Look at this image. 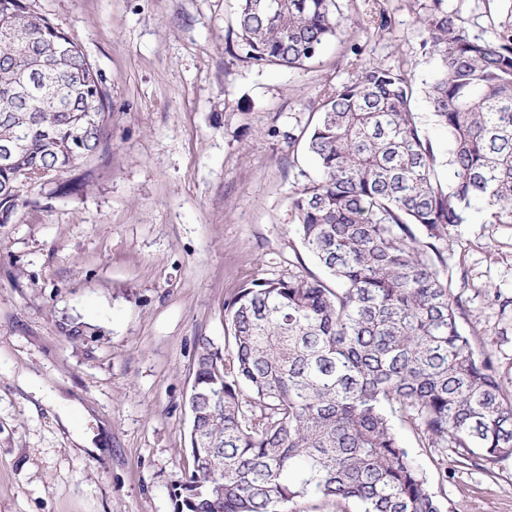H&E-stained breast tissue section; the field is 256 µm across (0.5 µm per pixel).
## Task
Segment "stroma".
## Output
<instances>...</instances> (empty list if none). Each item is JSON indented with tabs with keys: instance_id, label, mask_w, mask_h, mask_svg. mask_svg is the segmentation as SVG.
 <instances>
[{
	"instance_id": "obj_1",
	"label": "stroma",
	"mask_w": 512,
	"mask_h": 512,
	"mask_svg": "<svg viewBox=\"0 0 512 512\" xmlns=\"http://www.w3.org/2000/svg\"><path fill=\"white\" fill-rule=\"evenodd\" d=\"M30 4L80 44L112 114L66 173L73 191L33 186L0 227V512H173L198 337L223 345L224 304L246 284L322 275L295 232L292 199L318 175L302 133L365 63L431 81L430 0H353L343 34L298 68L247 58L237 0ZM444 5L473 36L512 28V0ZM447 272L461 332L512 394V224L471 209ZM65 318L102 334L70 340ZM395 428L451 512H512V458L489 475Z\"/></svg>"
}]
</instances>
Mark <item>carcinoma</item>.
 I'll list each match as a JSON object with an SVG mask.
<instances>
[{
    "mask_svg": "<svg viewBox=\"0 0 512 512\" xmlns=\"http://www.w3.org/2000/svg\"><path fill=\"white\" fill-rule=\"evenodd\" d=\"M350 0H238L247 57L296 68L337 36ZM431 0L420 18L433 79L364 64L323 95L304 146L319 168L292 199L295 231L327 279H259L224 304L233 348L197 339L189 402L191 468L174 512H300L312 494L357 512H446L395 432L487 472L512 458V396L459 328L464 313L440 274L448 229L478 204L512 224V29L494 41ZM25 17L24 40H0V146L24 132L19 164L54 180L96 154L111 112L102 75L29 0H0V33ZM47 86L27 83L36 66ZM423 92L442 153L414 111ZM451 176L444 175V171ZM29 184L0 169V213L16 216ZM71 340L99 336L66 320Z\"/></svg>",
    "mask_w": 512,
    "mask_h": 512,
    "instance_id": "carcinoma-1",
    "label": "carcinoma"
}]
</instances>
